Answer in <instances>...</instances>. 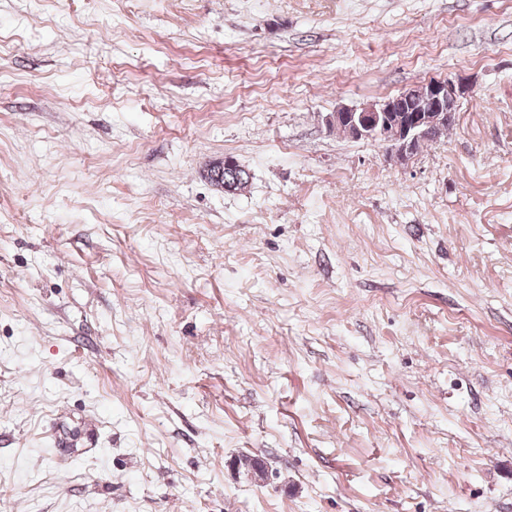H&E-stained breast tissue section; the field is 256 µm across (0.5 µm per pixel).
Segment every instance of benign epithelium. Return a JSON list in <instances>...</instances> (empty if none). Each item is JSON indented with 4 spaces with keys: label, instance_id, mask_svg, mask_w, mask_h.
Here are the masks:
<instances>
[{
    "label": "benign epithelium",
    "instance_id": "7a95c632",
    "mask_svg": "<svg viewBox=\"0 0 512 512\" xmlns=\"http://www.w3.org/2000/svg\"><path fill=\"white\" fill-rule=\"evenodd\" d=\"M472 94V84L463 78L433 79L381 101L341 107L325 124L346 138L384 145L387 157L405 166L418 141L456 124L462 101Z\"/></svg>",
    "mask_w": 512,
    "mask_h": 512
}]
</instances>
